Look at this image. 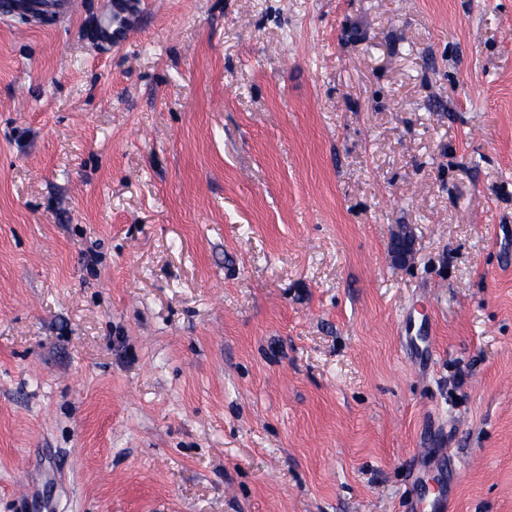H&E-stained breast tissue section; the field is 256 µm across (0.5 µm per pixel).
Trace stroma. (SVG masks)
Segmentation results:
<instances>
[{"label": "stroma", "mask_w": 512, "mask_h": 512, "mask_svg": "<svg viewBox=\"0 0 512 512\" xmlns=\"http://www.w3.org/2000/svg\"><path fill=\"white\" fill-rule=\"evenodd\" d=\"M106 7L0 16V512H512V0ZM111 8L99 18L94 35L98 46L112 48L120 44L131 30L139 4L132 0H110ZM410 480L416 490V497L410 503V512H420L424 504L429 506V512H451V499L448 484L445 481L437 485H429L422 480L419 472H412Z\"/></svg>", "instance_id": "35a3bbf8"}]
</instances>
